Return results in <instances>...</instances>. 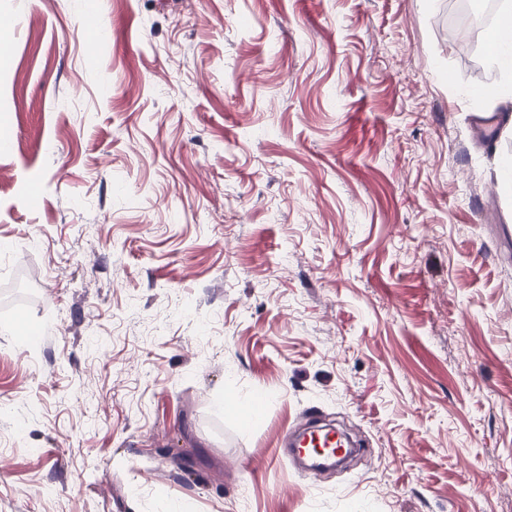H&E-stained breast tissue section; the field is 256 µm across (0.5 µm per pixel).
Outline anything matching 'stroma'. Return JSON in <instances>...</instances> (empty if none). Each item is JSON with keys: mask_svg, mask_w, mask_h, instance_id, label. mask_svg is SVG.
<instances>
[{"mask_svg": "<svg viewBox=\"0 0 512 512\" xmlns=\"http://www.w3.org/2000/svg\"><path fill=\"white\" fill-rule=\"evenodd\" d=\"M460 5L0 0V512L512 503V81ZM311 416L356 465L287 459Z\"/></svg>", "mask_w": 512, "mask_h": 512, "instance_id": "35a3bbf8", "label": "stroma"}]
</instances>
